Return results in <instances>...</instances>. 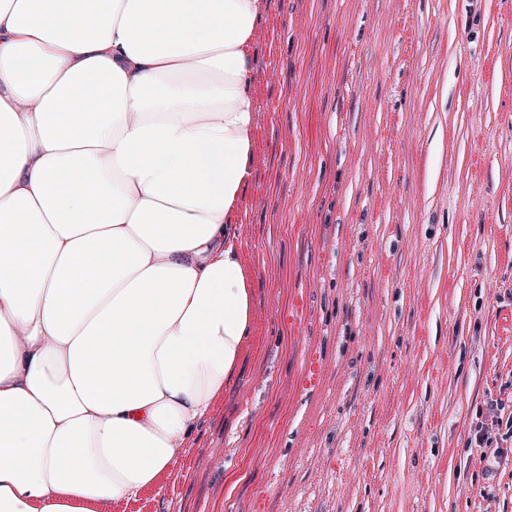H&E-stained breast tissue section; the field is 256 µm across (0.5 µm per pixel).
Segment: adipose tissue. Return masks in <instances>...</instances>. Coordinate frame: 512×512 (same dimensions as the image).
Returning a JSON list of instances; mask_svg holds the SVG:
<instances>
[{
    "label": "adipose tissue",
    "mask_w": 512,
    "mask_h": 512,
    "mask_svg": "<svg viewBox=\"0 0 512 512\" xmlns=\"http://www.w3.org/2000/svg\"><path fill=\"white\" fill-rule=\"evenodd\" d=\"M264 0H0V512L164 474L253 321Z\"/></svg>",
    "instance_id": "1"
}]
</instances>
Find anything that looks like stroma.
Here are the masks:
<instances>
[{
  "label": "stroma",
  "instance_id": "35a3bbf8",
  "mask_svg": "<svg viewBox=\"0 0 512 512\" xmlns=\"http://www.w3.org/2000/svg\"><path fill=\"white\" fill-rule=\"evenodd\" d=\"M254 45L250 335L110 512H512V0H265Z\"/></svg>",
  "mask_w": 512,
  "mask_h": 512
}]
</instances>
